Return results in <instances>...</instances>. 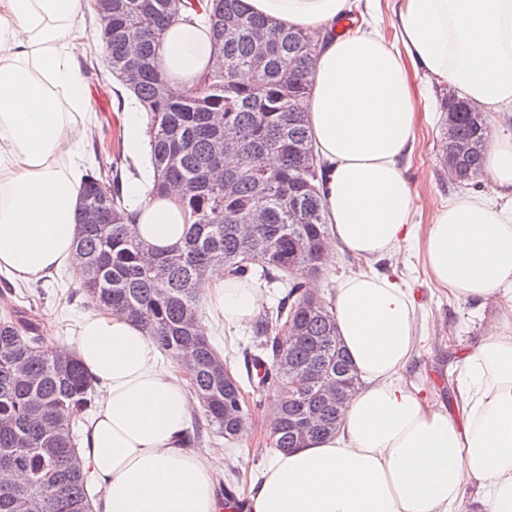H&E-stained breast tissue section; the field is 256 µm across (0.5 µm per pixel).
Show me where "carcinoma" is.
Here are the masks:
<instances>
[{
    "mask_svg": "<svg viewBox=\"0 0 512 512\" xmlns=\"http://www.w3.org/2000/svg\"><path fill=\"white\" fill-rule=\"evenodd\" d=\"M189 6L209 26L221 57L209 71L211 81L173 98L154 64L168 26ZM100 21L113 74L127 68V46L149 62L125 87L148 114L152 193L179 184L190 227L181 245L153 251L137 234L118 177L91 172L83 206L74 213L83 259L77 292L137 322L177 367L190 362L184 382L208 426L226 440L249 436L251 406L238 398L242 389L275 394L273 448L288 452L302 445L305 433H335L360 381L329 303L312 301L305 288L304 271L320 272L327 238L319 189L324 167L314 155L305 112L317 42L307 40L308 30L276 26L249 12L244 0H112V16ZM243 69L251 72L248 83L236 79ZM443 109L454 140L441 139V158L446 163L456 155L449 178L468 185L483 175L489 119L460 102ZM272 154L277 167L266 164ZM290 203L300 218H292ZM216 266L249 287L257 281L287 288L255 320L256 352L245 351L249 371L233 384L224 383V359L200 320L204 287ZM40 320L35 308L3 297L0 512H91L74 428L93 407L94 383L73 352L44 344ZM287 320L295 332L284 342ZM290 365L316 374L307 393L288 390ZM338 379L344 382L338 393L321 395ZM16 471L27 475L24 483L13 480Z\"/></svg>",
    "mask_w": 512,
    "mask_h": 512,
    "instance_id": "carcinoma-1",
    "label": "carcinoma"
}]
</instances>
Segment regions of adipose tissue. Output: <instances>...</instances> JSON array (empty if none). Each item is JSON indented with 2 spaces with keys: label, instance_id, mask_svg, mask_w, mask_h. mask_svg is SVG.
Segmentation results:
<instances>
[{
  "label": "adipose tissue",
  "instance_id": "adipose-tissue-1",
  "mask_svg": "<svg viewBox=\"0 0 512 512\" xmlns=\"http://www.w3.org/2000/svg\"><path fill=\"white\" fill-rule=\"evenodd\" d=\"M286 27L320 31L305 103L325 178L328 242L322 263L346 251L367 260L398 254L421 208L402 166L420 122L416 75L448 84L493 116L512 114V0H402L392 21L369 12L337 24L354 0H246ZM86 0H0V269L21 281L67 264L74 246L91 134L85 87L72 50L85 36ZM207 28L185 15L166 30L156 58L169 94L181 96L210 67ZM485 171L501 205L475 194L438 211L421 239L436 287L459 301L512 287V128L494 129ZM137 196V231L150 247L179 245L188 228L181 190ZM75 353L103 399L80 454L95 476V512H219L208 458L190 449L189 399L159 368L154 340L86 296ZM206 303L225 322L248 320L255 293L213 269ZM338 334L362 385L336 433L274 451L251 512H452L468 488L490 512H512V336L500 320L462 356L466 382L454 410L402 379L420 342L409 289L387 276L345 278L332 300Z\"/></svg>",
  "mask_w": 512,
  "mask_h": 512
}]
</instances>
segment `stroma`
<instances>
[{
	"label": "stroma",
	"instance_id": "obj_1",
	"mask_svg": "<svg viewBox=\"0 0 512 512\" xmlns=\"http://www.w3.org/2000/svg\"><path fill=\"white\" fill-rule=\"evenodd\" d=\"M88 39L75 48L85 87L89 91L88 109L95 119V127L81 150L88 163L111 159L121 153L118 172L123 186L132 182L151 180L153 171L147 156L131 157L126 152L122 113L128 101V92L107 69L105 54L99 48L101 22L88 17ZM440 84H432L426 106V117L420 125L412 150L403 160L406 176L412 189L423 200V208L414 221L425 225L443 206L458 196L478 192L487 200H495L496 193L488 177H480L468 186L454 184L445 175L440 151V136L444 114L441 108ZM384 272L412 288L416 307V331L426 335V345L414 356L406 377L412 380L421 394L439 403L451 404L464 378L461 357L483 339L484 325L499 316L505 300L503 292H496L484 300L459 302L449 298L447 291L435 288L428 280L423 256L414 244L401 247L397 260L377 262L352 255L338 254L335 266L322 267L316 281L324 299H332L340 282L347 276ZM14 288L17 298H27L42 311L43 323L52 324L54 333L45 337L46 345L72 346L77 341L78 323L86 310L83 296L75 292L72 270L60 266L50 275L33 282H22L14 276L0 280V291ZM207 338L222 355L232 372L244 373V349L251 345L254 332L251 324L234 326L222 317L204 316ZM253 430L249 440L242 444H226L225 457L219 462V475L214 478L215 492L220 501H227L224 491V471L236 467L239 478L235 494L243 498L250 484L259 481L270 461V424L266 407L252 412Z\"/></svg>",
	"mask_w": 512,
	"mask_h": 512
}]
</instances>
